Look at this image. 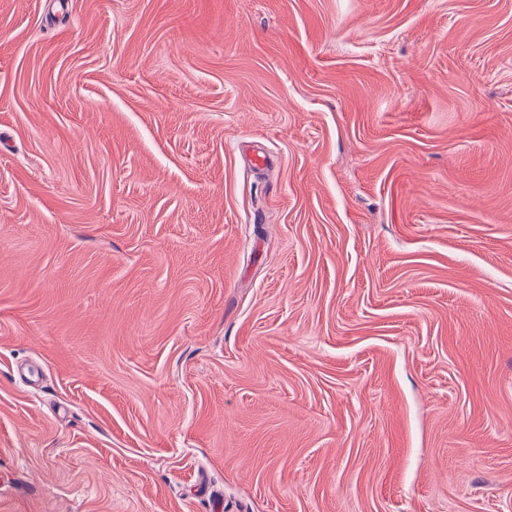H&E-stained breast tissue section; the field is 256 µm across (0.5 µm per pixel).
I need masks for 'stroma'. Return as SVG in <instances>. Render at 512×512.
<instances>
[{
  "mask_svg": "<svg viewBox=\"0 0 512 512\" xmlns=\"http://www.w3.org/2000/svg\"><path fill=\"white\" fill-rule=\"evenodd\" d=\"M0 512H512V0H0Z\"/></svg>",
  "mask_w": 512,
  "mask_h": 512,
  "instance_id": "obj_1",
  "label": "stroma"
}]
</instances>
